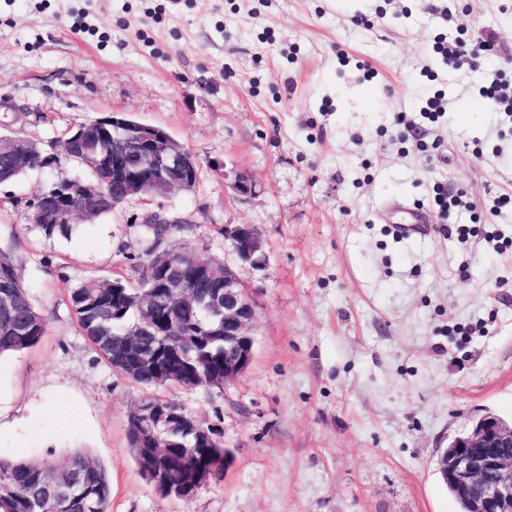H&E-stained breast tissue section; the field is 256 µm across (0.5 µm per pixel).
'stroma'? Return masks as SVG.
<instances>
[{
	"instance_id": "35a3bbf8",
	"label": "stroma",
	"mask_w": 512,
	"mask_h": 512,
	"mask_svg": "<svg viewBox=\"0 0 512 512\" xmlns=\"http://www.w3.org/2000/svg\"><path fill=\"white\" fill-rule=\"evenodd\" d=\"M366 17L354 26L334 0H0L1 134L52 153L65 128L126 113L200 163L193 190L131 199L68 239L44 237L26 202L46 177L83 176L77 163L0 186V247L48 316L35 347L0 356V458L87 452L110 512H458L441 451L485 414L512 421V208L497 206L512 118L479 93L512 81V0H374ZM448 34L496 54L446 73L432 46ZM436 95L433 123L420 111ZM231 169L259 194L225 191ZM439 186L468 210L440 216ZM412 208L429 235L397 236ZM152 213L189 225L164 249L227 261L225 225L254 224L267 256L235 266L258 301L245 375L162 390L234 451L184 499L156 494L129 448L152 388L112 370L69 301L92 277L137 280Z\"/></svg>"
}]
</instances>
